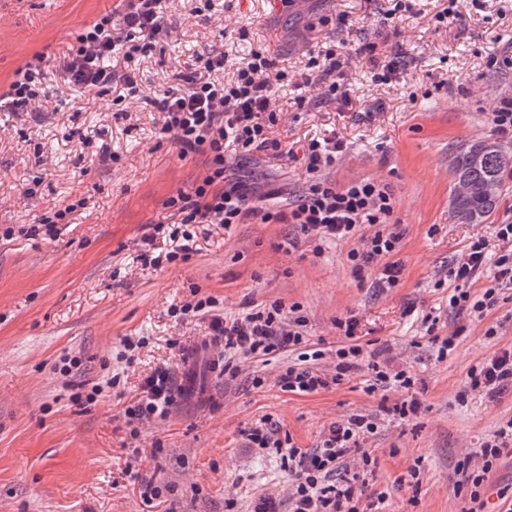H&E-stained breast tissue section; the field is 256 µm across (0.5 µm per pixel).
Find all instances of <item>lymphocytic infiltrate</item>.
Listing matches in <instances>:
<instances>
[{
    "label": "lymphocytic infiltrate",
    "instance_id": "1",
    "mask_svg": "<svg viewBox=\"0 0 512 512\" xmlns=\"http://www.w3.org/2000/svg\"><path fill=\"white\" fill-rule=\"evenodd\" d=\"M164 0H121V6L96 19L77 35L63 56V68L70 82L85 88H107L122 83L125 97L143 99L162 115L161 133L172 135L179 158L202 154L208 172L191 189L169 197L164 206L178 223L242 224L250 219L264 224H294L307 238L320 241H347L358 236L363 225L374 226L372 235L361 238L362 248L351 250V273L361 279L373 275L381 288L396 287L402 279L403 264L395 258L401 235L393 215L394 192L389 184L372 179L337 186L322 173L343 155L347 144L338 136L313 138L305 144L303 160L309 176L306 187L296 200L279 203V191L265 192L235 176L232 158L253 152L270 159L286 156L287 150L274 134L281 110L279 91L288 86L319 85L323 104H349L346 62L333 48L311 55L307 72L294 76L278 66L267 52H253L232 80L220 78L223 55L197 54L193 70L179 73L183 88H171L154 96H142L138 75L132 67L136 55L154 49L161 37L170 35L163 6ZM497 254H490L488 241L471 238L448 270L454 283L450 306L469 312L477 320L498 306L504 291L512 290V220L499 224ZM493 275L481 293L472 286L485 268ZM213 299L189 301L180 306L181 315H209V328L223 337L224 349L247 356H265L287 351L303 343L305 316L297 307L280 302L265 305L244 316L229 318L215 310ZM347 344L336 351V372L318 374L308 367H288L281 385L289 392L313 394L340 384L361 368L371 371L373 382L368 392L392 387L407 392L408 397L395 403L392 410L400 417L418 415L422 403L414 396L416 378L406 371H391L377 354H364L357 342L359 320L351 316L338 321ZM512 384V345L494 351L468 374V389L496 397ZM173 380L168 371L157 370L146 377L133 404L125 414L130 420H142L164 413L173 398ZM377 432L371 415L354 413L332 423L323 433L317 448L305 450L283 446L276 428L262 423L246 430L247 439L260 449L281 452L283 467L292 477L287 503L267 496L253 512H378L385 492L362 496L358 484L364 467L372 458L364 449L367 439ZM512 447V420L500 427L482 445L477 463L463 466V483L470 489L467 512H482L481 489L490 472ZM360 458L362 471L351 472L350 461Z\"/></svg>",
    "mask_w": 512,
    "mask_h": 512
}]
</instances>
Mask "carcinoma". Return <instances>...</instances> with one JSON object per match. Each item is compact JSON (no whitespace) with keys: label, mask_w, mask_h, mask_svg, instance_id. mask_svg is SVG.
<instances>
[{"label":"carcinoma","mask_w":512,"mask_h":512,"mask_svg":"<svg viewBox=\"0 0 512 512\" xmlns=\"http://www.w3.org/2000/svg\"><path fill=\"white\" fill-rule=\"evenodd\" d=\"M512 168V149L495 142H478L458 152L452 171L458 185L453 198L457 216L466 224H482L496 210L502 174Z\"/></svg>","instance_id":"obj_1"}]
</instances>
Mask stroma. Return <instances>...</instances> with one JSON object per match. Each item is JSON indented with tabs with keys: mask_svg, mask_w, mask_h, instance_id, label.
Segmentation results:
<instances>
[{
	"mask_svg": "<svg viewBox=\"0 0 512 512\" xmlns=\"http://www.w3.org/2000/svg\"><path fill=\"white\" fill-rule=\"evenodd\" d=\"M447 4L413 0L388 20L391 0H300L288 9L224 0L205 21L194 14L197 0H171L172 36L135 61L151 96L174 86L198 49L225 54L228 79L256 50L293 71L325 43L350 58V104L300 109L293 97L313 98L315 87L289 90L276 133L286 146L339 135L347 153L327 170L330 180L392 184L405 269L397 287L382 291L352 276L355 238L318 245L296 225L256 220L169 223L165 201L206 175L205 156L179 159L156 133L160 113L142 103L120 108L113 93L69 84L62 69L68 43L118 0H0V93L25 65L46 73L38 111H0V512H252L260 496L287 499L291 480L275 451L249 447L245 429L266 421L313 449L330 423L357 412L377 416L365 449L376 460L370 482L387 494L383 512H464L460 464L512 420V388L494 399L464 388L473 366L512 345V297L477 321L450 307L445 277L471 237L494 239L512 217V172L503 174L496 211L463 224L452 208L451 161L462 146L494 140L488 113L512 96V66L503 62L512 57V0H457V19L436 27L433 16ZM366 42L384 57L401 53L398 81L371 82L356 56ZM369 104L381 108L371 122L358 117ZM99 130L113 154L106 163L81 149V138ZM233 165L288 199L304 183L293 159L256 152ZM81 198L86 207L73 222L46 235L41 218ZM159 221L157 250L169 251L172 234L187 229L196 251L146 269L134 241ZM195 297L216 300L231 318L276 300L298 305L305 341L296 352L233 355L237 371L228 376L216 365L208 317L171 313ZM429 314L440 335L459 334L446 358L425 336ZM352 315L362 341L389 345L395 365L415 375L416 417L383 412L382 402L401 394L367 393V370L315 394L282 389L279 376L299 353H308V367L333 371L346 342L336 322ZM491 327L496 336H487ZM126 337L146 341L131 362ZM66 355L82 361L68 383L55 371ZM190 366L195 396L174 389L166 416L129 425L125 410L147 376L165 368L179 381ZM115 375L119 386L96 403L75 400L79 385ZM149 485L162 488L160 498L145 496Z\"/></svg>",
	"mask_w": 512,
	"mask_h": 512,
	"instance_id": "obj_1",
	"label": "stroma"
}]
</instances>
